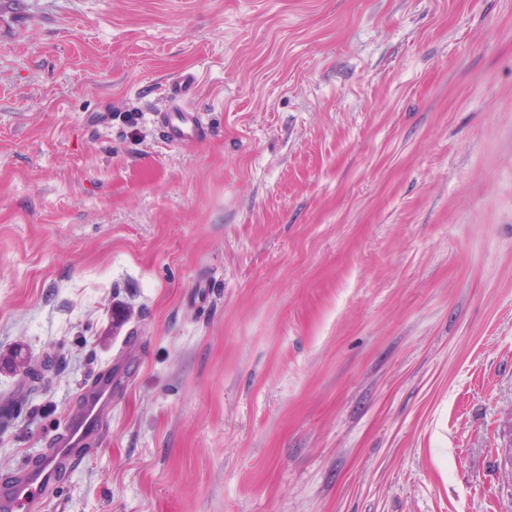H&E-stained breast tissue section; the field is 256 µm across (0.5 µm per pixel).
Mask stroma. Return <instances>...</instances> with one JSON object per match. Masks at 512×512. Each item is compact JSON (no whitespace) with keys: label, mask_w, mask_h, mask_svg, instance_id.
I'll use <instances>...</instances> for the list:
<instances>
[{"label":"stroma","mask_w":512,"mask_h":512,"mask_svg":"<svg viewBox=\"0 0 512 512\" xmlns=\"http://www.w3.org/2000/svg\"><path fill=\"white\" fill-rule=\"evenodd\" d=\"M106 369L33 512H512V0H0V481ZM192 74H186L181 81L174 82L164 89L165 108L163 112H173V117L165 120V138L171 144L193 141L199 138L203 120L199 112L183 109L176 103L183 98L185 89L194 84ZM169 104V108L167 107Z\"/></svg>","instance_id":"1"}]
</instances>
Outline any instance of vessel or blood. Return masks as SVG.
<instances>
[{
	"instance_id": "vessel-or-blood-1",
	"label": "vessel or blood",
	"mask_w": 512,
	"mask_h": 512,
	"mask_svg": "<svg viewBox=\"0 0 512 512\" xmlns=\"http://www.w3.org/2000/svg\"><path fill=\"white\" fill-rule=\"evenodd\" d=\"M194 81V76L187 74L164 90V101L171 112L165 121V138L169 143L193 141L200 136L203 127L200 113L180 105L186 88ZM112 398L113 381L109 378L99 381L81 398L53 440L45 462L26 467L0 485V512H32L35 503L55 487L63 471L75 466L80 449L103 434L105 414L112 406Z\"/></svg>"
}]
</instances>
